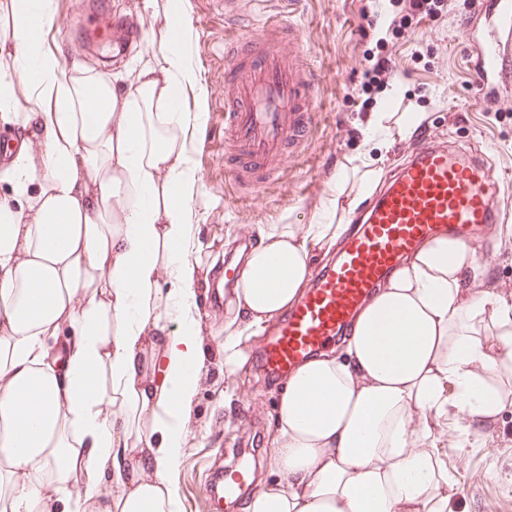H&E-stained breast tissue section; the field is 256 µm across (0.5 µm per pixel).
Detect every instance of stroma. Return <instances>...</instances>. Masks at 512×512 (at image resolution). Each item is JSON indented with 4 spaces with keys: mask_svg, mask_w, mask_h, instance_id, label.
<instances>
[{
    "mask_svg": "<svg viewBox=\"0 0 512 512\" xmlns=\"http://www.w3.org/2000/svg\"><path fill=\"white\" fill-rule=\"evenodd\" d=\"M113 14L136 16L145 45L118 63H103L86 51L80 38L86 15L75 0H57L58 19L46 33L49 49L66 67L110 72L118 83L136 80L154 62L171 8L189 20L186 41L208 94L206 121L188 144V154L200 178L189 213L190 262L196 269L199 296L225 257L241 254L242 230L259 243L260 230L290 225L303 233L307 224L323 219L326 203L337 188L357 195L363 161H371L385 177L410 136L401 134L393 119L397 112H419L429 128L466 149L485 153L500 177L501 198H512V114L496 113L477 101L473 59L459 29V14L438 24L421 20L405 34L362 32L363 18L378 19L388 0H300L294 15L303 31V47L321 73L318 98L322 116L302 157L265 183L257 203L245 204L224 174V40L246 26H257L271 14L287 11L284 0H239L236 17L224 13V0H111ZM390 53L401 71L399 80L376 93L367 111L350 99L353 88L376 57ZM381 126L375 140L370 127ZM505 233H493L489 260L478 261L463 285V300L471 302L478 287L495 282L496 292L512 300V251L504 250ZM203 359L197 392L188 415L182 460L171 480L178 489L182 512H212L202 496L208 468L222 449L249 450L259 465L262 485L279 479L268 451L277 445L278 402L282 388L258 374L250 349L267 332L242 306L222 312L208 304L199 309ZM235 335L239 360L234 371L224 364V338ZM255 412L261 425L257 436L239 428L232 418L239 405ZM417 447L434 446L448 468L447 512H505L512 504V406L492 421L464 422L457 409L441 416L416 414Z\"/></svg>",
    "mask_w": 512,
    "mask_h": 512,
    "instance_id": "1",
    "label": "stroma"
}]
</instances>
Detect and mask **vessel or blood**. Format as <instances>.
<instances>
[{"label": "vessel or blood", "instance_id": "1", "mask_svg": "<svg viewBox=\"0 0 512 512\" xmlns=\"http://www.w3.org/2000/svg\"><path fill=\"white\" fill-rule=\"evenodd\" d=\"M90 35L110 40L113 57L143 40L136 21L115 17L110 0H80ZM466 17L484 18L474 85L489 93L512 79V0H472ZM302 30L275 14L258 32L234 37L224 52V172L245 196L300 157L321 117L319 73L303 61ZM335 253L253 351L262 369L286 382L297 366L334 346L359 310L420 245L440 235L479 257L488 227L512 222L480 154L419 130L404 162L349 215ZM248 479L244 468L210 473L212 505L233 506Z\"/></svg>", "mask_w": 512, "mask_h": 512}]
</instances>
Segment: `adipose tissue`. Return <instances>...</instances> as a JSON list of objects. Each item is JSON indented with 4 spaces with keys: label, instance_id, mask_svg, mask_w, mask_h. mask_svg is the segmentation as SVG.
Returning a JSON list of instances; mask_svg holds the SVG:
<instances>
[{
    "label": "adipose tissue",
    "instance_id": "1",
    "mask_svg": "<svg viewBox=\"0 0 512 512\" xmlns=\"http://www.w3.org/2000/svg\"><path fill=\"white\" fill-rule=\"evenodd\" d=\"M56 0L0 5V123L21 139L0 172V512H181L179 466L202 351L186 217V142L207 90L173 13L135 83L62 65L44 33ZM345 224L261 234L239 305L262 322L311 276L308 254ZM475 260L425 242L357 313L344 358L306 360L279 400L282 484L246 512H446L448 472L414 445L415 413L469 420L512 395V302L462 301ZM110 485L101 488L98 475Z\"/></svg>",
    "mask_w": 512,
    "mask_h": 512
}]
</instances>
